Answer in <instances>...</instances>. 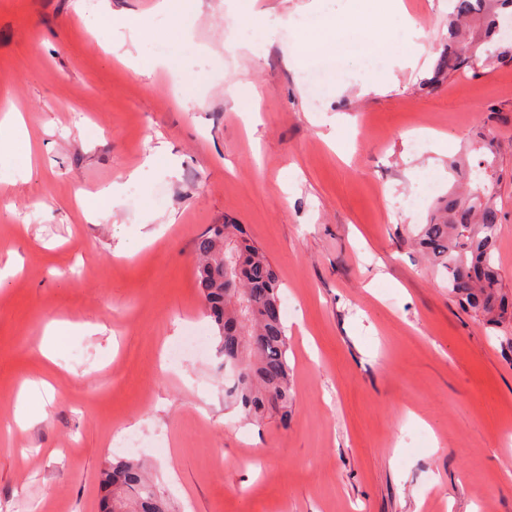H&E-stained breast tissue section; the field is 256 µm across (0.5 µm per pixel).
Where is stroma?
<instances>
[{"label": "stroma", "instance_id": "35a3bbf8", "mask_svg": "<svg viewBox=\"0 0 512 512\" xmlns=\"http://www.w3.org/2000/svg\"><path fill=\"white\" fill-rule=\"evenodd\" d=\"M156 2L108 0L153 29L131 67L79 0H0V116L15 105L33 147L0 155V266L17 267L0 281V421L25 382L54 388L45 420L0 430V512H99L105 462L129 456L174 512H512V328L488 329L413 243L449 159L485 135L512 296V65L433 81L448 0H404L418 60L354 48L295 70L298 34L347 0H261L286 22L259 57L228 0L175 27ZM165 53L177 68L153 67ZM374 74L388 92H365ZM226 221L281 281L285 426L225 405L216 346L169 359L214 334L195 241ZM53 318L106 331L63 337L51 364Z\"/></svg>", "mask_w": 512, "mask_h": 512}]
</instances>
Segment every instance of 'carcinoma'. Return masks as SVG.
<instances>
[{"label":"carcinoma","mask_w":512,"mask_h":512,"mask_svg":"<svg viewBox=\"0 0 512 512\" xmlns=\"http://www.w3.org/2000/svg\"><path fill=\"white\" fill-rule=\"evenodd\" d=\"M450 7L446 48L435 76L470 72L479 77L496 62H512V37L501 33L503 17L512 15V0H450ZM465 151L479 152L481 159L474 167L451 169L465 181L463 195L438 202L436 217L421 225L417 244L445 273L449 291L487 327L497 329L512 320V308L501 294L497 267L502 218L489 187L495 175L493 143L479 135ZM195 253L197 284L224 365L239 366L227 396L248 417L276 415L288 424L293 395L275 267L241 224L210 225L197 239ZM102 486L112 512H170L165 497L134 460L108 463Z\"/></svg>","instance_id":"cac0c4a2"}]
</instances>
